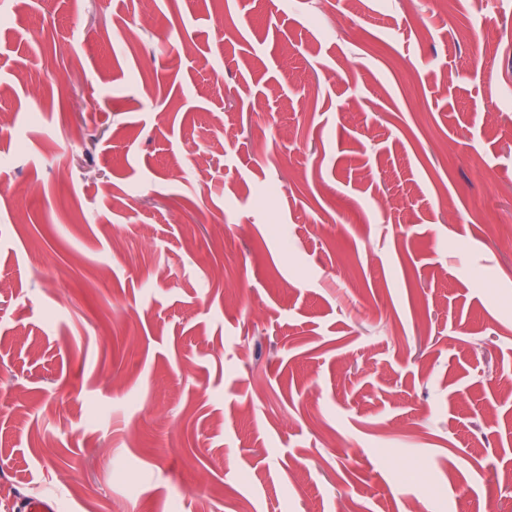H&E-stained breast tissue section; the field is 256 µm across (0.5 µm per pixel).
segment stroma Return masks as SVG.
Returning <instances> with one entry per match:
<instances>
[{
  "label": "stroma",
  "instance_id": "obj_1",
  "mask_svg": "<svg viewBox=\"0 0 512 512\" xmlns=\"http://www.w3.org/2000/svg\"><path fill=\"white\" fill-rule=\"evenodd\" d=\"M510 229L512 0H0V512H512ZM21 512H60L61 506L56 494L44 491L27 496L21 501Z\"/></svg>",
  "mask_w": 512,
  "mask_h": 512
}]
</instances>
